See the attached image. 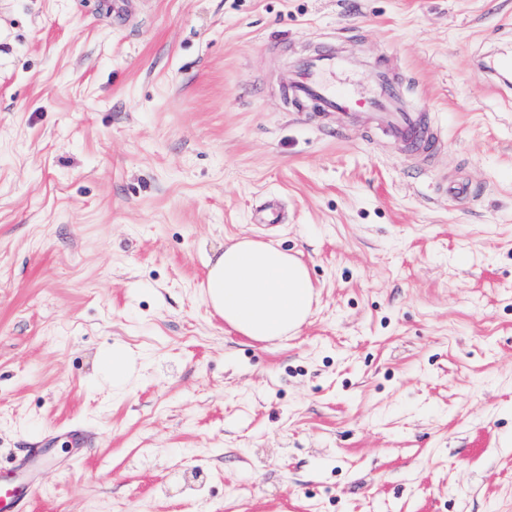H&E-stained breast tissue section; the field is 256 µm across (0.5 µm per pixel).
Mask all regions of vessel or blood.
<instances>
[{
	"mask_svg": "<svg viewBox=\"0 0 512 512\" xmlns=\"http://www.w3.org/2000/svg\"><path fill=\"white\" fill-rule=\"evenodd\" d=\"M351 58L332 50L303 60L288 83V95L297 104L315 103L326 112L364 114L387 139L428 150L436 135L423 113L415 111L387 72L373 69L374 91L360 95L325 84V73L352 68ZM31 491L6 480L0 482V512H27Z\"/></svg>",
	"mask_w": 512,
	"mask_h": 512,
	"instance_id": "vessel-or-blood-1",
	"label": "vessel or blood"
}]
</instances>
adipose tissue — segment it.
Returning a JSON list of instances; mask_svg holds the SVG:
<instances>
[{"label": "adipose tissue", "instance_id": "1", "mask_svg": "<svg viewBox=\"0 0 512 512\" xmlns=\"http://www.w3.org/2000/svg\"><path fill=\"white\" fill-rule=\"evenodd\" d=\"M204 302L235 333L257 342L296 334L312 314L306 265L272 244L242 239L208 262Z\"/></svg>", "mask_w": 512, "mask_h": 512}]
</instances>
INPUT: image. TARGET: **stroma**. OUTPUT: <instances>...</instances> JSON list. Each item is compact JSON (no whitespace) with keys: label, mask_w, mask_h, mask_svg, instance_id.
I'll list each match as a JSON object with an SVG mask.
<instances>
[{"label":"stroma","mask_w":512,"mask_h":512,"mask_svg":"<svg viewBox=\"0 0 512 512\" xmlns=\"http://www.w3.org/2000/svg\"><path fill=\"white\" fill-rule=\"evenodd\" d=\"M106 2L0 0V479L41 448L29 512H512V0ZM333 45L441 149L292 105ZM243 237L307 266L296 335L201 297ZM134 353L123 346L117 345L102 360V371L110 379L113 389H122L135 370Z\"/></svg>","instance_id":"35a3bbf8"}]
</instances>
